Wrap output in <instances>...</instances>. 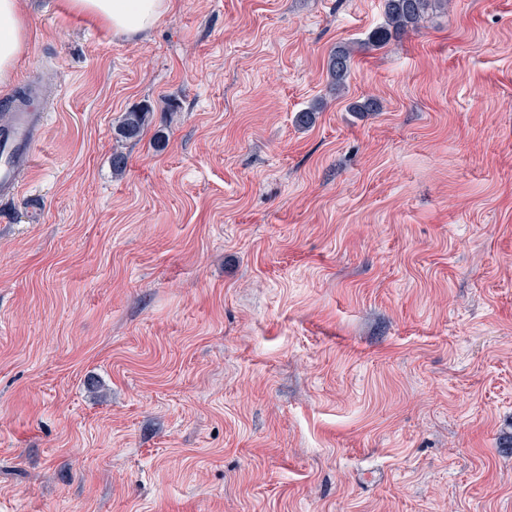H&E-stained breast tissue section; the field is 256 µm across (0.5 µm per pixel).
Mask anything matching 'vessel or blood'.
Segmentation results:
<instances>
[{"label": "vessel or blood", "instance_id": "b4317fda", "mask_svg": "<svg viewBox=\"0 0 512 512\" xmlns=\"http://www.w3.org/2000/svg\"><path fill=\"white\" fill-rule=\"evenodd\" d=\"M42 121L39 112H12L0 119V135L5 138L0 144V197L10 198L18 192V169L11 155L15 152L32 155Z\"/></svg>", "mask_w": 512, "mask_h": 512}]
</instances>
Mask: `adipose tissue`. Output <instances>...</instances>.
<instances>
[{
  "instance_id": "obj_1",
  "label": "adipose tissue",
  "mask_w": 512,
  "mask_h": 512,
  "mask_svg": "<svg viewBox=\"0 0 512 512\" xmlns=\"http://www.w3.org/2000/svg\"><path fill=\"white\" fill-rule=\"evenodd\" d=\"M64 8L128 37L150 32L170 9V0H63ZM31 37L21 0H0V91L8 90L24 61Z\"/></svg>"
}]
</instances>
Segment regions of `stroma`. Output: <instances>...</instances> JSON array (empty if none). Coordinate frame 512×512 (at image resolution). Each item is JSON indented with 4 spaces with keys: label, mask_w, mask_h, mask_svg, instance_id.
Returning a JSON list of instances; mask_svg holds the SVG:
<instances>
[{
    "label": "stroma",
    "mask_w": 512,
    "mask_h": 512,
    "mask_svg": "<svg viewBox=\"0 0 512 512\" xmlns=\"http://www.w3.org/2000/svg\"><path fill=\"white\" fill-rule=\"evenodd\" d=\"M170 2L21 0L0 512H512V0ZM70 13L128 37H143L170 9V0H64ZM431 0H384V25L368 39V45L378 46L389 38L416 30L424 19ZM352 54L349 48L336 46L331 52L328 62V72L336 89L344 88L351 74ZM149 112L152 110L148 106L125 112L118 128L120 137L139 141L147 129Z\"/></svg>",
    "instance_id": "stroma-1"
}]
</instances>
